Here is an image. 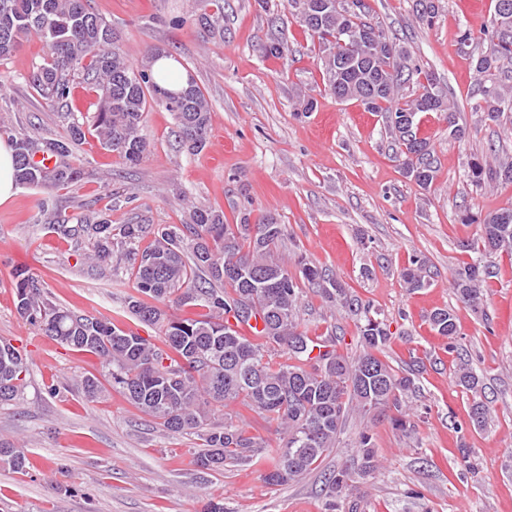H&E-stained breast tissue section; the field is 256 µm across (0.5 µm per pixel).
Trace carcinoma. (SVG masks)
<instances>
[{
    "label": "carcinoma",
    "instance_id": "cac0c4a2",
    "mask_svg": "<svg viewBox=\"0 0 512 512\" xmlns=\"http://www.w3.org/2000/svg\"><path fill=\"white\" fill-rule=\"evenodd\" d=\"M88 0H0V60L8 58L23 37L38 35L47 57L30 75L40 97L52 105L71 99L75 78L80 76L95 93L96 111L90 126L101 146L130 164L140 163L148 145L140 134L145 112L160 104L172 112L182 148L196 155L207 143L210 105L196 81L188 80L178 92L181 102L170 98L172 90L157 81L149 61L132 65L117 40H101L91 21L103 18L90 11ZM326 4L321 25L302 22L321 53L319 66L325 88L339 101H357L369 112L385 114L388 131L404 156L406 175L426 189L433 184L437 160L427 140L417 137L418 124L407 130L402 116L446 112L451 104L437 89L432 72L404 55L381 25L366 18L364 0H287L297 16L305 5ZM419 20L430 26L437 14L435 0H416ZM371 30L377 41L362 47L339 43L336 33ZM458 43L469 54L477 76L471 111L499 124L512 134V9L504 12L495 0L490 25L479 31L466 27ZM60 118L68 124L64 138L18 137L0 125L14 142L15 179L27 187L51 191L76 185L84 179L83 160L74 145L84 137L83 123L73 112ZM56 158L49 168L35 159L39 152ZM468 177L478 185L512 182V160L491 163L474 157ZM40 212L53 221L52 228L71 240L94 244L88 256L93 264L107 266L118 249L129 263L136 294L127 308L156 335L144 337L105 319L79 315L51 301L40 282L24 276L16 284V310L39 334L61 345L97 355L105 367V381L141 413L172 435L194 434L203 450L192 463L202 469L222 471L227 463L269 461L266 479L273 485L299 481L336 445L346 414L354 408L364 413L399 408L398 396L414 388V380L396 372L381 358L391 338L389 325L370 306L347 296L345 287L322 269L297 256L293 262L279 257L286 237L284 224H260L249 231L248 217L237 225L224 223V213L195 207L188 224H113L112 210L89 217L69 216L51 196L39 201ZM465 224L479 226V256L457 269L453 288L466 306H483L482 284L494 274L489 260L497 253L512 254V209L484 216L466 212ZM152 236L150 246L139 248ZM412 290L427 282L422 266L402 274ZM319 287L331 302H341L360 316L362 352L341 354L335 345L310 336L298 327L296 307L299 282ZM198 309L192 317L166 312L169 303ZM262 328L251 338L241 331L251 320ZM431 329L450 341L458 336V319L448 308L429 315ZM286 361L275 362V356ZM29 360L8 341H0V404L19 398L25 389ZM456 384L472 396L471 411L486 425L489 409L482 401L483 384L477 372L464 363L455 373ZM89 402L106 388L95 376L81 383ZM231 404L274 421L280 444L270 443L249 431L242 418L224 413ZM360 472L376 467L372 434H359ZM0 464L22 470L23 448L0 440ZM357 472L342 469L329 484V510L355 482Z\"/></svg>",
    "mask_w": 512,
    "mask_h": 512
}]
</instances>
